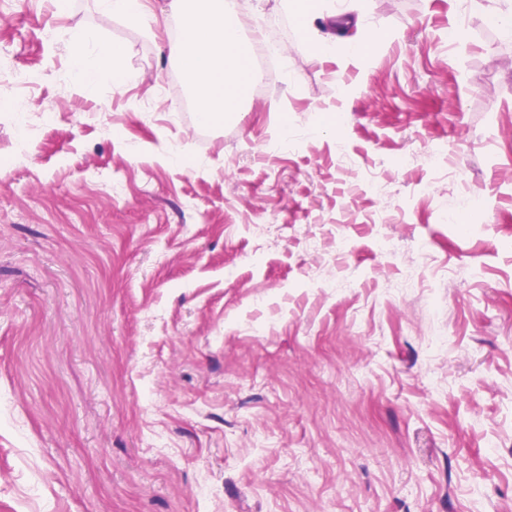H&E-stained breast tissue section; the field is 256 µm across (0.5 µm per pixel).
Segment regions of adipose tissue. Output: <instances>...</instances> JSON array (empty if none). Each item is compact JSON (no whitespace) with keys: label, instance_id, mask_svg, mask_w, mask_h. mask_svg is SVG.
Instances as JSON below:
<instances>
[{"label":"adipose tissue","instance_id":"adipose-tissue-1","mask_svg":"<svg viewBox=\"0 0 512 512\" xmlns=\"http://www.w3.org/2000/svg\"><path fill=\"white\" fill-rule=\"evenodd\" d=\"M186 2L168 0L167 12L156 15L142 10L139 0H98L103 12L149 29H165L170 16L180 17L179 36L167 38L164 47L194 91L199 121L211 125L238 112L246 99L255 78L252 45L228 0H194L191 8ZM123 52L122 45L112 42L97 43L90 52L76 43L72 70L81 88L93 91L108 70L115 81H126V74L116 68Z\"/></svg>","mask_w":512,"mask_h":512}]
</instances>
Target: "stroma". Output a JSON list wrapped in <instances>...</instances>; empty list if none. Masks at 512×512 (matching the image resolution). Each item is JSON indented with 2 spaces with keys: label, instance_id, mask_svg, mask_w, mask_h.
<instances>
[{
  "label": "stroma",
  "instance_id": "obj_1",
  "mask_svg": "<svg viewBox=\"0 0 512 512\" xmlns=\"http://www.w3.org/2000/svg\"><path fill=\"white\" fill-rule=\"evenodd\" d=\"M314 6L374 46L240 0L285 75L207 126L161 36L9 0L0 512H512V0ZM123 52L122 45L118 43L99 42L94 47V61L89 64L84 44L76 43L73 49L72 71L75 73L81 88L86 92L93 91L100 75L107 71L111 64L113 79L116 82H125L127 79H132L131 75H126L116 67Z\"/></svg>",
  "mask_w": 512,
  "mask_h": 512
}]
</instances>
